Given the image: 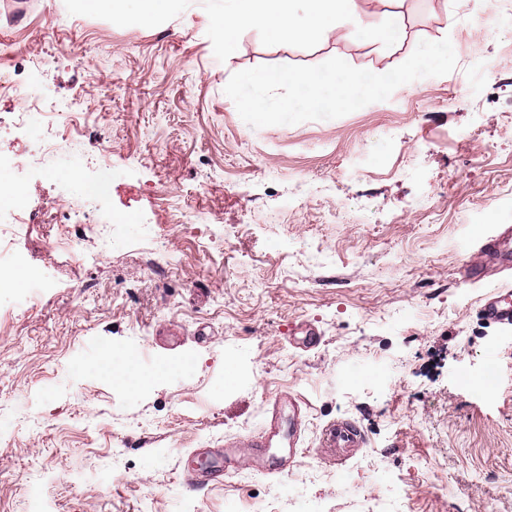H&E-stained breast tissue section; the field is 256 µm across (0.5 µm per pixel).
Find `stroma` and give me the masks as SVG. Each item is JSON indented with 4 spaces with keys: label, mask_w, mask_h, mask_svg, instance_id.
Wrapping results in <instances>:
<instances>
[{
    "label": "stroma",
    "mask_w": 512,
    "mask_h": 512,
    "mask_svg": "<svg viewBox=\"0 0 512 512\" xmlns=\"http://www.w3.org/2000/svg\"><path fill=\"white\" fill-rule=\"evenodd\" d=\"M483 2L365 0L371 22L397 17L399 43L346 23L313 42L246 32L228 58L224 0H181L145 26L0 0V70L87 115L52 173L17 171L34 223L0 224L44 276L32 303L0 288V419L22 422L0 434V512H512V326L481 309L507 280L463 277L495 230L472 223L512 211V31L475 19ZM446 37L465 48L451 73L337 119L254 128L224 92L260 65L338 57L383 74ZM78 162L108 186L98 210L132 218L119 248L66 220ZM490 351L491 399L463 382ZM288 395L285 470L186 488L194 449L246 440ZM339 418L365 444L332 462L319 438Z\"/></svg>",
    "instance_id": "stroma-1"
}]
</instances>
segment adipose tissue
Listing matches in <instances>:
<instances>
[{
	"label": "adipose tissue",
	"instance_id": "adipose-tissue-1",
	"mask_svg": "<svg viewBox=\"0 0 512 512\" xmlns=\"http://www.w3.org/2000/svg\"><path fill=\"white\" fill-rule=\"evenodd\" d=\"M344 21L355 24L377 43H389L396 35L393 27L368 20L363 0H229L218 24L224 33V50L229 53L244 30H258L277 41H313Z\"/></svg>",
	"mask_w": 512,
	"mask_h": 512
}]
</instances>
